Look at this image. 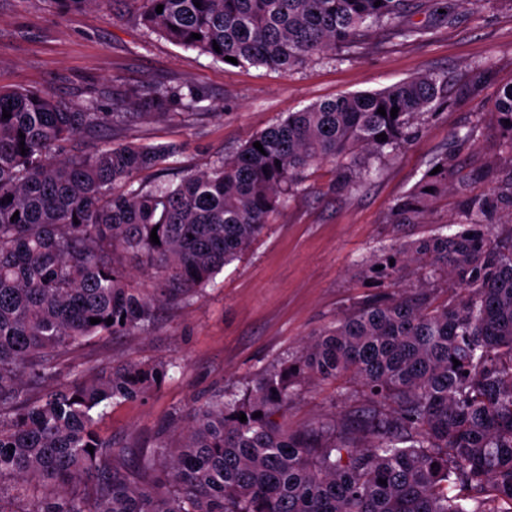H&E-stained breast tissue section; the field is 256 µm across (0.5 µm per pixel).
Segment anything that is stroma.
Instances as JSON below:
<instances>
[{"mask_svg":"<svg viewBox=\"0 0 512 512\" xmlns=\"http://www.w3.org/2000/svg\"><path fill=\"white\" fill-rule=\"evenodd\" d=\"M135 7L134 0H114L107 11L63 14L51 0H0V87L38 90L76 107L94 101L106 111L131 88L195 86L206 97L205 114L146 118L120 135L175 145L173 181L209 168L311 103L420 73L447 80L412 145L377 164L364 188H338L331 165L310 167L303 193L201 295L160 307L147 332L102 336L61 356V384L78 367L106 375L118 365L175 361L159 387L108 407L98 423L103 439L149 457L160 443H175L176 427L194 403L239 389L363 303L418 287L414 270L380 279L365 262L395 237L416 239L460 222L466 201L487 194L512 170L498 155L495 130L477 120L496 92L512 84V0H480L449 23L418 12L412 20L426 29L424 39L389 41L378 31L346 60L320 59L288 75L183 49L140 25ZM443 151L453 155L447 194L433 204L429 223L395 229L392 206ZM360 390L350 379L302 387L284 411L289 429L342 418L357 407Z\"/></svg>","mask_w":512,"mask_h":512,"instance_id":"obj_1","label":"stroma"}]
</instances>
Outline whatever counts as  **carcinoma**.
<instances>
[{"label": "carcinoma", "mask_w": 512, "mask_h": 512, "mask_svg": "<svg viewBox=\"0 0 512 512\" xmlns=\"http://www.w3.org/2000/svg\"><path fill=\"white\" fill-rule=\"evenodd\" d=\"M52 2L68 14L112 0ZM138 2L140 24L186 50L286 75L317 57L345 58L376 28L420 38L425 29L411 17L433 4ZM479 2L441 0L440 17L448 22ZM443 91L444 79L425 73L315 102L210 168L147 186L139 174L167 169L174 146L125 142L89 152L83 142L141 116H166L174 101L200 110L196 88L176 95L148 86L134 92L138 112L123 99L100 112L0 88V502L22 503L19 512H512V170L466 203L458 231L374 255L373 274L414 268L416 293L365 304L241 390L213 396L193 409L172 451L162 444L133 465L132 449L102 439L97 419L112 403L144 397L175 363L104 377L81 371L67 386L53 384L66 352L95 336L144 332L158 307L193 300L302 191L309 167L330 164L339 185L364 187L375 163L407 149ZM5 110L11 117L1 118ZM487 118L512 160V85ZM437 166L392 207V223H426L448 192V154ZM499 212L509 222L488 224ZM143 278L152 287H140ZM440 280L456 299L434 302ZM342 376L360 383L361 405L340 421L288 429L282 411L299 387ZM33 483L42 493L31 492Z\"/></svg>", "instance_id": "obj_1"}]
</instances>
